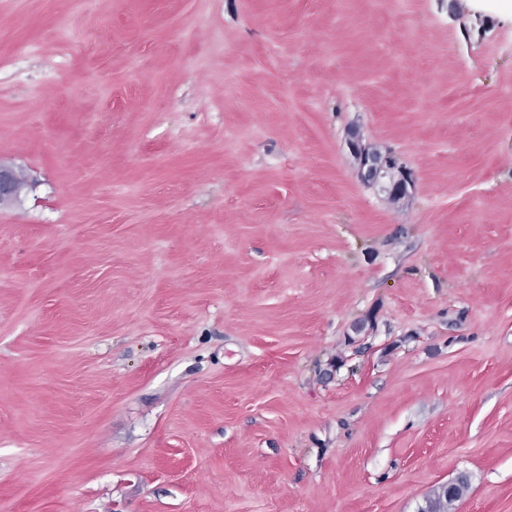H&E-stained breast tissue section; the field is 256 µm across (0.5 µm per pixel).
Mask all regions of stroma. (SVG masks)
Segmentation results:
<instances>
[{
  "instance_id": "obj_1",
  "label": "stroma",
  "mask_w": 512,
  "mask_h": 512,
  "mask_svg": "<svg viewBox=\"0 0 512 512\" xmlns=\"http://www.w3.org/2000/svg\"><path fill=\"white\" fill-rule=\"evenodd\" d=\"M0 163V512H512L499 0H0ZM348 146L358 161L357 174L361 180L370 185L380 186V190H383L381 179H388L390 191L406 194L407 186L413 182L411 174L396 168L392 158L383 156L382 160L377 159L367 152V148L357 137L351 138ZM24 180L13 168L0 164V203H6L17 199L24 186Z\"/></svg>"
}]
</instances>
